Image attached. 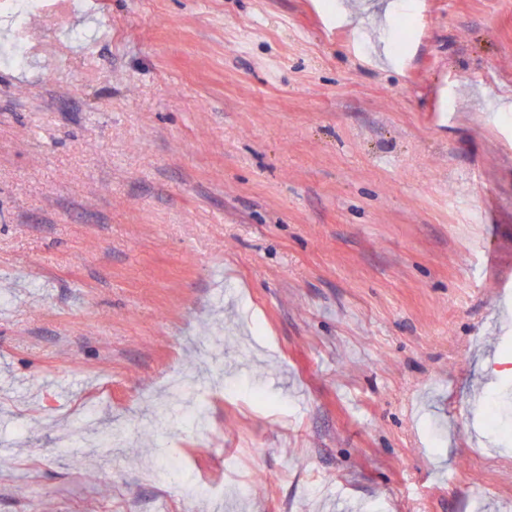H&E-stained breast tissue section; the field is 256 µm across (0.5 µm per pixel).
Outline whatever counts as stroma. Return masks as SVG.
<instances>
[{
    "label": "stroma",
    "instance_id": "1",
    "mask_svg": "<svg viewBox=\"0 0 512 512\" xmlns=\"http://www.w3.org/2000/svg\"><path fill=\"white\" fill-rule=\"evenodd\" d=\"M74 2L0 8V512H512V0Z\"/></svg>",
    "mask_w": 512,
    "mask_h": 512
}]
</instances>
